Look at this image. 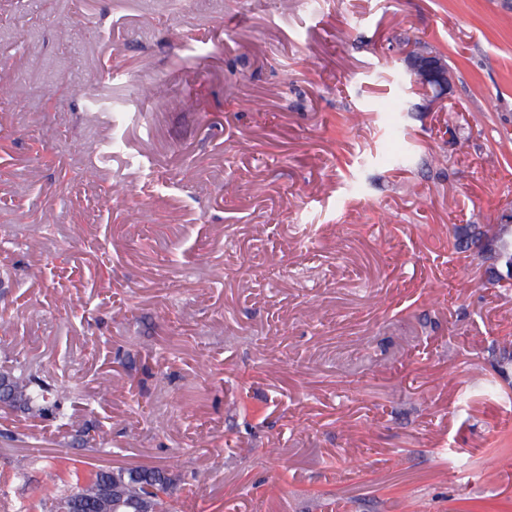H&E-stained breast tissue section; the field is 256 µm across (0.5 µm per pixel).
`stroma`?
Returning <instances> with one entry per match:
<instances>
[{"mask_svg": "<svg viewBox=\"0 0 512 512\" xmlns=\"http://www.w3.org/2000/svg\"><path fill=\"white\" fill-rule=\"evenodd\" d=\"M511 205L502 0H0V368L88 431L0 408V512L61 457L181 512H512V288L452 248ZM413 49L402 54V61L412 76L414 91L425 103V109L435 112L442 109L448 100L452 72L443 55L414 52ZM12 391L18 408L36 415L50 414L59 421L70 419L67 403L71 390L34 378L26 363L16 362L12 371Z\"/></svg>", "mask_w": 512, "mask_h": 512, "instance_id": "1", "label": "stroma"}]
</instances>
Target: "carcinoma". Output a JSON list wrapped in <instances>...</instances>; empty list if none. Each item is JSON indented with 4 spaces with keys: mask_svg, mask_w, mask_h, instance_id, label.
Instances as JSON below:
<instances>
[{
    "mask_svg": "<svg viewBox=\"0 0 512 512\" xmlns=\"http://www.w3.org/2000/svg\"><path fill=\"white\" fill-rule=\"evenodd\" d=\"M500 232L501 264L509 268L512 266V225L502 226ZM12 391L17 407L31 414H50L59 421L71 417L67 407L71 390L37 380L20 361L12 371ZM36 493L38 504L49 512H60L74 496L81 498L87 512H115L118 503L130 501H146L152 512H176L173 478L160 468L84 473L67 458L60 461L54 476L36 487Z\"/></svg>",
    "mask_w": 512,
    "mask_h": 512,
    "instance_id": "cac0c4a2",
    "label": "carcinoma"
}]
</instances>
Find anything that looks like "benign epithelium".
Masks as SVG:
<instances>
[{
  "mask_svg": "<svg viewBox=\"0 0 512 512\" xmlns=\"http://www.w3.org/2000/svg\"><path fill=\"white\" fill-rule=\"evenodd\" d=\"M402 61L413 79L414 91L421 96L425 109L434 112L444 107L448 100L453 76L445 57L437 53L414 52L402 54ZM474 253L481 259V278L487 283L498 281L502 284L498 268L501 256L499 234L494 231L480 235Z\"/></svg>",
  "mask_w": 512,
  "mask_h": 512,
  "instance_id": "benign-epithelium-1",
  "label": "benign epithelium"
}]
</instances>
